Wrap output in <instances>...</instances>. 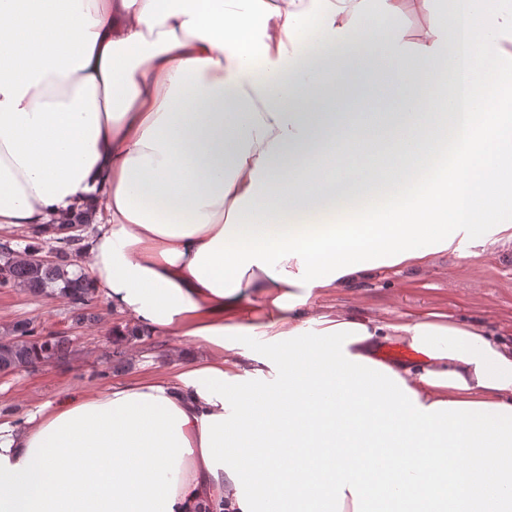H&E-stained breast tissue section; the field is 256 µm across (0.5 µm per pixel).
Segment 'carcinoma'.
<instances>
[{
    "instance_id": "obj_1",
    "label": "carcinoma",
    "mask_w": 512,
    "mask_h": 512,
    "mask_svg": "<svg viewBox=\"0 0 512 512\" xmlns=\"http://www.w3.org/2000/svg\"><path fill=\"white\" fill-rule=\"evenodd\" d=\"M80 235L56 238V259L41 263L33 258L39 251L34 245L25 248L24 254L10 252L0 264V287H19L35 295H58L70 303L71 323L75 325L90 321L85 311L92 306L96 295L90 288V277L73 270L77 258L83 251ZM136 337L127 331L122 338H113L112 351L107 357V368L119 369L126 363L123 343ZM71 354L67 331L45 334L44 328L34 321L16 323L11 334L0 336V372H15L35 367L46 362H64Z\"/></svg>"
}]
</instances>
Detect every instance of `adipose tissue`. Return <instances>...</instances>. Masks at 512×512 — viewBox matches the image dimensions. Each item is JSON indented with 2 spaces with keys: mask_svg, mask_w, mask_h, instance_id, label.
<instances>
[{
  "mask_svg": "<svg viewBox=\"0 0 512 512\" xmlns=\"http://www.w3.org/2000/svg\"><path fill=\"white\" fill-rule=\"evenodd\" d=\"M367 43L365 0H0V226L92 216V284L195 345L167 376L0 415V512H512V344L311 310L380 267L512 238V0ZM322 51L308 57L309 39ZM449 114L425 180L350 211L315 170L371 83ZM397 341L420 355L387 361Z\"/></svg>",
  "mask_w": 512,
  "mask_h": 512,
  "instance_id": "obj_1",
  "label": "adipose tissue"
}]
</instances>
